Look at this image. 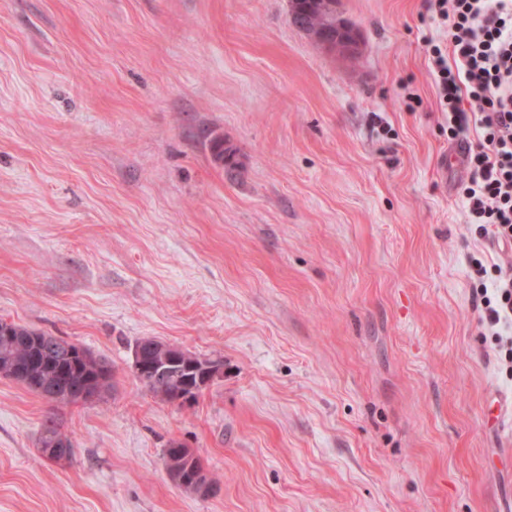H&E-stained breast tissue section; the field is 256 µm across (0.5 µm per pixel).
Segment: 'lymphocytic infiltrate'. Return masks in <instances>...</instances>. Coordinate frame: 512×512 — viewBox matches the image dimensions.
I'll list each match as a JSON object with an SVG mask.
<instances>
[{"mask_svg": "<svg viewBox=\"0 0 512 512\" xmlns=\"http://www.w3.org/2000/svg\"><path fill=\"white\" fill-rule=\"evenodd\" d=\"M445 44H432L448 138L467 133L469 171L457 194L470 234L512 248V0H434ZM471 296L497 361L512 376V260L468 258Z\"/></svg>", "mask_w": 512, "mask_h": 512, "instance_id": "lymphocytic-infiltrate-1", "label": "lymphocytic infiltrate"}]
</instances>
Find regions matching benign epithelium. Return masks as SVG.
I'll return each instance as SVG.
<instances>
[{"label":"benign epithelium","instance_id":"7a95c632","mask_svg":"<svg viewBox=\"0 0 512 512\" xmlns=\"http://www.w3.org/2000/svg\"><path fill=\"white\" fill-rule=\"evenodd\" d=\"M316 39L326 47H334L345 53L357 49L359 34L354 26L332 15L324 26L318 28ZM33 340L42 343L41 354L29 359L24 366L1 372V377L30 379L34 370L51 363L55 359L82 361L89 353L80 345L68 342L56 336H35ZM99 384L73 393L67 389H54L47 400L54 406H64L78 400L92 402L99 399L105 392V384L112 377L111 366L98 363ZM133 377L143 385L159 388V397L172 399L177 405L188 404L197 399L203 390L216 381L224 378V363L217 359L201 356L168 342L147 337L140 340L133 354L130 366ZM176 451L165 455V468L174 484L184 491L208 496L215 492V486L210 480L206 467L193 451L174 444ZM71 440L63 435L54 433L51 425H46L41 433L39 451L42 456L52 462L67 460L72 453Z\"/></svg>","mask_w":512,"mask_h":512}]
</instances>
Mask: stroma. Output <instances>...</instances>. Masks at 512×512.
I'll return each mask as SVG.
<instances>
[{
    "label": "stroma",
    "mask_w": 512,
    "mask_h": 512,
    "mask_svg": "<svg viewBox=\"0 0 512 512\" xmlns=\"http://www.w3.org/2000/svg\"><path fill=\"white\" fill-rule=\"evenodd\" d=\"M339 10L352 61L289 0H0V319L114 372L59 409L0 377V512H512V383L468 278L501 253L457 196L443 26L428 0ZM146 337L223 380L155 397ZM174 442L216 493L171 481ZM301 12L296 15L291 23L299 28L310 32L316 26L318 27V34L315 38L325 47H335L336 50L350 53L357 49L359 44V34L354 26L344 20H339L336 15H331L327 22L328 11L322 12ZM326 22V23H325ZM45 421L42 428L47 423H51L57 431L61 429L60 422L55 417L46 418ZM40 439L39 451L45 459L52 462H61L71 456L72 448H74L71 440L63 434L54 433L52 425L48 424L43 428Z\"/></svg>",
    "instance_id": "obj_1"
}]
</instances>
